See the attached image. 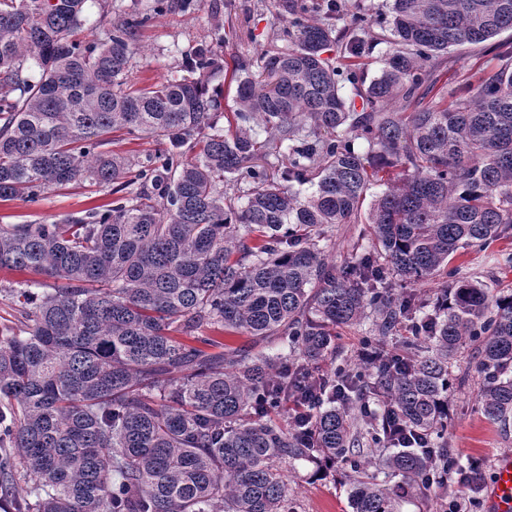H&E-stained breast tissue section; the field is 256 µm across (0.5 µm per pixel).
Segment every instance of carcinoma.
Masks as SVG:
<instances>
[{
	"mask_svg": "<svg viewBox=\"0 0 512 512\" xmlns=\"http://www.w3.org/2000/svg\"><path fill=\"white\" fill-rule=\"evenodd\" d=\"M85 2L0 0V200L77 180L125 191L127 159L102 150L115 130L161 149L116 206L0 225V270L59 281L7 292L26 325L0 333V488L32 483L13 512H296L283 463L333 467L364 439L389 443L390 423L420 442L443 436L451 360L468 342H479L482 414L512 423V293L458 277L429 305L392 288L436 278L512 227V46L493 72L434 92L441 55L512 30V0H393L394 48L371 79L345 65L349 96L323 53L336 37L364 54L369 16L340 30L296 17L260 57L266 80L235 78L240 125L227 134L205 79L219 68L210 49L183 52L188 75L137 87L144 19L121 16L84 45ZM253 120L271 138L256 140ZM259 155L281 160L279 177L250 164ZM374 181L384 190L369 199ZM362 223L369 250L330 263L326 230ZM369 316L376 348L409 324L402 365H362L371 381L317 373L333 330ZM338 379L381 399L380 424L351 426ZM309 386L323 401L308 430L277 424ZM386 467L400 481L350 480L352 512H398L427 473L411 450Z\"/></svg>",
	"mask_w": 512,
	"mask_h": 512,
	"instance_id": "cac0c4a2",
	"label": "carcinoma"
}]
</instances>
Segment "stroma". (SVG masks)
I'll return each mask as SVG.
<instances>
[{
	"label": "stroma",
	"instance_id": "stroma-1",
	"mask_svg": "<svg viewBox=\"0 0 512 512\" xmlns=\"http://www.w3.org/2000/svg\"><path fill=\"white\" fill-rule=\"evenodd\" d=\"M290 0H196L194 10L172 8L155 13L154 0H87L83 15L81 40L102 37L115 14L146 16L139 32L137 53L131 79L137 86L160 84L180 73L182 52L194 45H207L220 56V69L207 73L210 88L224 95L219 127H227V119L235 108L234 70H256L259 57L273 49L277 33L292 18L287 6ZM512 44V31L496 36L484 46H460L443 58L442 79L458 84L478 71H490L497 65L499 45ZM108 150L130 161L129 180H137L141 166L146 165L157 150L154 140L124 130L108 136ZM110 189L86 181H77L63 189H49L35 199L17 198L0 201L1 224H50L69 215L112 203ZM512 253V234L488 247L458 255L454 263L463 273L481 281L490 292L512 291V268L501 264V256ZM371 323L365 322L338 330L335 350L319 364L323 373L336 368L358 367V350L371 334ZM477 348L468 345L453 362L455 374L464 376L463 385L453 386L448 418V445L456 465L466 467L481 462L479 502L474 512H487L484 498L499 458L512 454V428L503 429L485 419L479 405L482 380L476 371ZM314 464L295 462L288 469V487L299 512H351L347 488L352 467L340 462L325 477H315Z\"/></svg>",
	"mask_w": 512,
	"mask_h": 512
}]
</instances>
